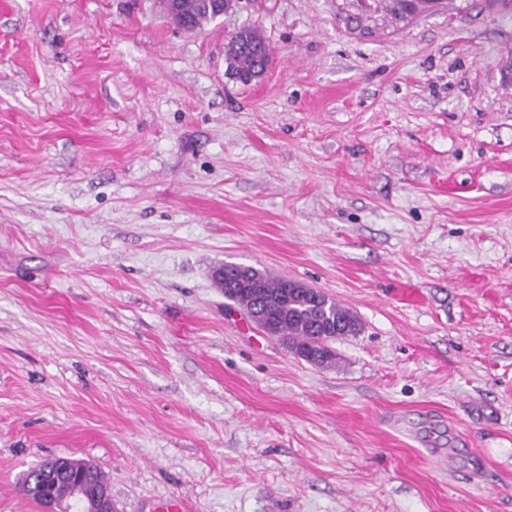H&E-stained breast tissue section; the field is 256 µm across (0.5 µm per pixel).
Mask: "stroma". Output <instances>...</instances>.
I'll return each instance as SVG.
<instances>
[{
    "label": "stroma",
    "mask_w": 512,
    "mask_h": 512,
    "mask_svg": "<svg viewBox=\"0 0 512 512\" xmlns=\"http://www.w3.org/2000/svg\"><path fill=\"white\" fill-rule=\"evenodd\" d=\"M357 13L0 0V512H41L20 478L54 456L118 512H512V16ZM227 263L361 333L294 357ZM226 47L232 70L245 76L259 78L263 66L271 58L266 41L258 29L252 26L243 27L235 32ZM245 76L236 75V78L247 83L255 79Z\"/></svg>",
    "instance_id": "35a3bbf8"
}]
</instances>
